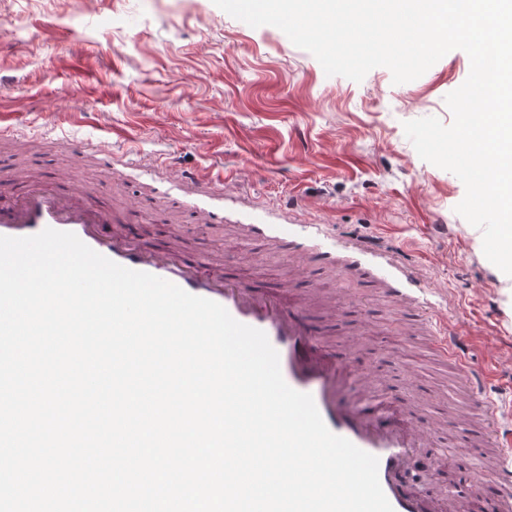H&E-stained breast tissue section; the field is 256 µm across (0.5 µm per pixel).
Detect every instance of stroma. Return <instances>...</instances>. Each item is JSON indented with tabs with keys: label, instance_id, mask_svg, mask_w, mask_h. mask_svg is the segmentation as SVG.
<instances>
[{
	"label": "stroma",
	"instance_id": "35a3bbf8",
	"mask_svg": "<svg viewBox=\"0 0 512 512\" xmlns=\"http://www.w3.org/2000/svg\"><path fill=\"white\" fill-rule=\"evenodd\" d=\"M469 71L456 49L409 83L393 84L384 67L359 82L329 77L280 29L251 27L213 0H0V115L19 134L0 140V175L98 185L109 205L133 212L129 233L152 246L174 238L189 254L223 259L225 273L321 291L316 322L327 346L352 354L354 389L371 385L417 407L452 461L417 489L464 495L471 463L456 452L459 428L446 415L466 393L420 318L365 280L289 261L249 227L260 213L295 233L279 214L298 207L306 236L333 225L324 246L361 236L398 252L426 282L432 313L457 324L471 372L487 378L483 399L512 406V279L456 213L462 181L422 160L403 127L429 116L451 124L444 98ZM92 145L159 151L171 170L161 177L144 161L117 173L95 162ZM204 171L223 175L224 195L205 201L223 204L232 222L206 224L193 208L168 206L179 178ZM398 339L403 362L394 359Z\"/></svg>",
	"mask_w": 512,
	"mask_h": 512
}]
</instances>
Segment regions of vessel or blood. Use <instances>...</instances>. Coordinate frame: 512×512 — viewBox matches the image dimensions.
Returning a JSON list of instances; mask_svg holds the SVG:
<instances>
[{"mask_svg":"<svg viewBox=\"0 0 512 512\" xmlns=\"http://www.w3.org/2000/svg\"><path fill=\"white\" fill-rule=\"evenodd\" d=\"M183 188L189 196L220 195L224 182L200 174L188 178ZM1 194L8 195L10 202L0 207V235L32 236L48 227L74 233L113 262L213 300L238 322L264 331L279 353L287 384L312 395L332 433L378 458L379 481L394 512H512V467H506L502 454L512 446V411L482 399L483 380L470 372L468 350L446 317L430 318L426 327L433 337L434 351L464 380L472 399L477 423L464 428L459 446L479 458L475 482L492 483L489 496L431 499L413 487L409 473L417 460H424L430 471L444 463L442 457L428 452L433 431L423 429L417 414L388 394L379 396L368 409L345 402L352 368L323 344L307 304L292 291L261 290L225 275L222 268L185 255L176 246L153 248L139 243L113 227V216L103 210L96 190H78L59 178H34L18 190L0 183ZM378 264V273L368 275V282L382 285L407 310L422 308L419 296L405 294L399 286L403 280L415 281L414 270L390 254L379 256Z\"/></svg>","mask_w":512,"mask_h":512,"instance_id":"b4317fda","label":"vessel or blood"}]
</instances>
